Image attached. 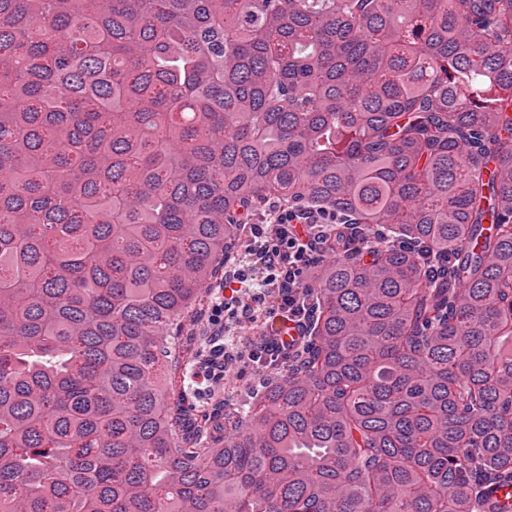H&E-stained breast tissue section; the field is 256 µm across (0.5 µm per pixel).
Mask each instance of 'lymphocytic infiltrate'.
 Segmentation results:
<instances>
[{
    "label": "lymphocytic infiltrate",
    "instance_id": "1",
    "mask_svg": "<svg viewBox=\"0 0 512 512\" xmlns=\"http://www.w3.org/2000/svg\"><path fill=\"white\" fill-rule=\"evenodd\" d=\"M337 223L334 210L276 201L252 220L240 243L249 261L210 289L209 354L193 362L196 383L265 379L299 359L315 314L308 282Z\"/></svg>",
    "mask_w": 512,
    "mask_h": 512
}]
</instances>
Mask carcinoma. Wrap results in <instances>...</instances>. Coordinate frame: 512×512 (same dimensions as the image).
I'll use <instances>...</instances> for the list:
<instances>
[{
  "instance_id": "carcinoma-1",
  "label": "carcinoma",
  "mask_w": 512,
  "mask_h": 512,
  "mask_svg": "<svg viewBox=\"0 0 512 512\" xmlns=\"http://www.w3.org/2000/svg\"><path fill=\"white\" fill-rule=\"evenodd\" d=\"M512 0H0V512H498ZM390 225L307 352L191 417L263 202Z\"/></svg>"
}]
</instances>
